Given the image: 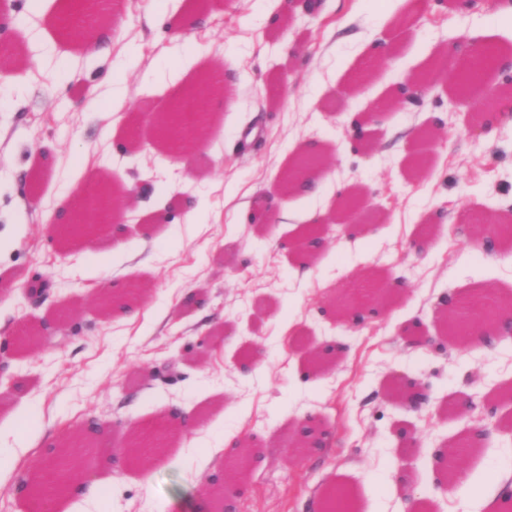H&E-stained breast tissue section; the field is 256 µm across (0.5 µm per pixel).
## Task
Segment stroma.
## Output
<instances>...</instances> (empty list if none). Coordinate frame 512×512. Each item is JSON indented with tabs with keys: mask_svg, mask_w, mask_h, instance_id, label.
I'll return each instance as SVG.
<instances>
[{
	"mask_svg": "<svg viewBox=\"0 0 512 512\" xmlns=\"http://www.w3.org/2000/svg\"><path fill=\"white\" fill-rule=\"evenodd\" d=\"M80 34L57 25L66 0H0L20 70L0 78V429L34 428L16 476L38 471L44 448L96 423L108 457L77 475L103 483L72 512H221L210 496L226 442L258 437L264 452L233 496L234 512H322L336 486L356 512H478L473 490L512 481V336L478 352L446 343L445 299L483 290L512 302V252L487 253L475 225L512 222V100L500 71L483 98L500 99L497 136L470 133L474 105L457 100L436 62L452 64L460 32L512 48V24L478 19L455 0H99ZM202 14L207 25L184 19ZM111 29L113 50L90 45ZM229 75L207 102L204 137L185 157L159 140L170 100L213 70ZM429 71L418 105L389 109L396 84ZM123 94L113 99L112 86ZM374 111L371 152L354 150L352 122ZM332 164L321 195L276 194L297 152ZM141 186L112 235L64 248L58 212L99 177ZM362 189L352 223L328 224L309 252L302 229L331 213L340 190ZM39 204H32V196ZM377 271L396 289L364 318L334 302ZM119 305L100 315L98 292ZM422 382L419 408L392 397L393 376ZM193 421L183 446L153 467L118 465L128 431ZM324 444L289 450L304 424ZM489 426L447 492L435 460Z\"/></svg>",
	"mask_w": 512,
	"mask_h": 512,
	"instance_id": "1",
	"label": "stroma"
}]
</instances>
